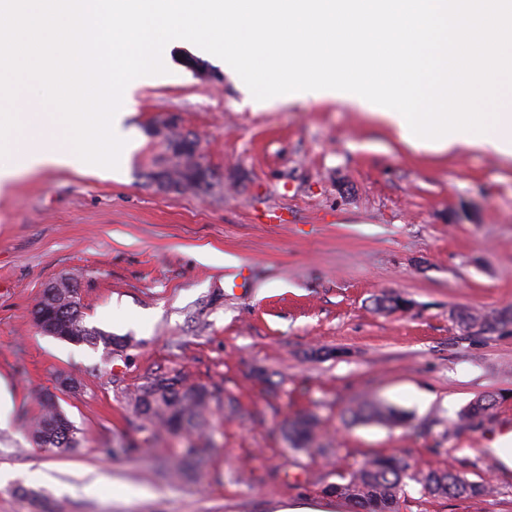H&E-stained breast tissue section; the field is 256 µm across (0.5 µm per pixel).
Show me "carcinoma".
Returning a JSON list of instances; mask_svg holds the SVG:
<instances>
[{
  "instance_id": "obj_1",
  "label": "carcinoma",
  "mask_w": 512,
  "mask_h": 512,
  "mask_svg": "<svg viewBox=\"0 0 512 512\" xmlns=\"http://www.w3.org/2000/svg\"><path fill=\"white\" fill-rule=\"evenodd\" d=\"M168 142L173 149L170 164L158 174L161 182L187 188L208 184L207 172L195 162L194 142L185 141L181 134L168 137ZM75 292L77 288L74 285L59 289L56 304L49 310L45 309L44 301H39L34 308L38 328L44 329L47 322L53 328V337L91 346L101 343L109 353L122 347L120 339L84 325L80 298L75 296ZM455 318L463 329L485 334L511 326L512 309L488 314L463 310L457 312ZM210 399V391L202 385L188 386L178 376H157L130 396L129 406L140 420V429L150 438L160 427L177 432L201 425ZM495 404L493 395L478 398L459 413V419L473 424ZM44 406V414L31 431L33 441L40 447L60 452L76 450L80 444L77 429L61 422V412L52 399H45ZM349 414L354 421L386 424L400 423L404 419V414L397 408L375 402L353 408ZM315 429L314 418H297L288 423L284 437L292 448L304 449L313 443ZM411 469L407 461L396 455H374L358 469L342 476V482L329 486L328 491L349 501L353 512H398L399 495L405 479L413 477ZM416 482L424 493L433 497L479 501L491 493L489 482L470 481L451 471L429 470L417 477Z\"/></svg>"
}]
</instances>
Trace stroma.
I'll return each mask as SVG.
<instances>
[{"label": "stroma", "instance_id": "35a3bbf8", "mask_svg": "<svg viewBox=\"0 0 512 512\" xmlns=\"http://www.w3.org/2000/svg\"><path fill=\"white\" fill-rule=\"evenodd\" d=\"M206 62L203 80L186 57ZM167 74L139 85L118 177L20 171L0 196V512H351L330 485L376 454L488 480L479 503L422 495L399 512H512V327L461 329L458 309L512 308V163L491 153H418L358 110L314 100L253 109L223 60L187 41ZM159 127L191 134L198 189L159 184L171 153ZM243 269L239 288L225 285ZM115 353L43 334L32 311L59 280ZM399 295L402 310L374 300ZM212 392L190 438L146 440L127 397L156 376ZM497 405L477 424L457 415ZM52 396L76 451L38 447L31 424ZM234 411H227V401ZM380 401L404 425L353 423ZM315 415L316 446L293 451L284 421ZM197 475L181 472L186 440ZM497 400L494 395H488L470 402L460 413L459 420H464L467 424H473L480 420L486 412L491 409Z\"/></svg>", "mask_w": 512, "mask_h": 512}]
</instances>
